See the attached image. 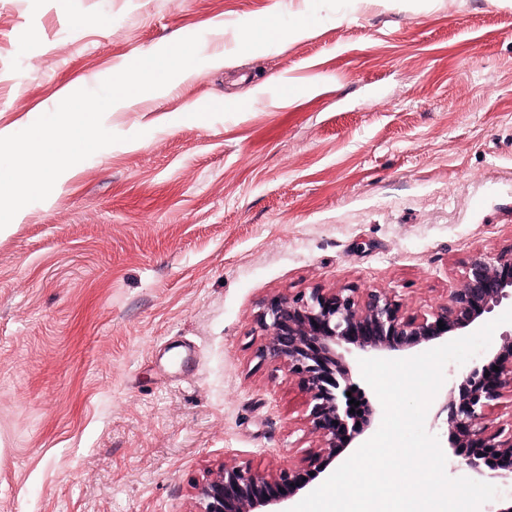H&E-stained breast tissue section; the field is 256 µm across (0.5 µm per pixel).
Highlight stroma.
Returning <instances> with one entry per match:
<instances>
[{"mask_svg": "<svg viewBox=\"0 0 512 512\" xmlns=\"http://www.w3.org/2000/svg\"><path fill=\"white\" fill-rule=\"evenodd\" d=\"M191 35L0 230V512H195L224 465L304 467L264 303L426 314L512 248V0H0V134Z\"/></svg>", "mask_w": 512, "mask_h": 512, "instance_id": "35a3bbf8", "label": "stroma"}]
</instances>
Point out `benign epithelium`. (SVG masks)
Wrapping results in <instances>:
<instances>
[{
    "label": "benign epithelium",
    "mask_w": 512,
    "mask_h": 512,
    "mask_svg": "<svg viewBox=\"0 0 512 512\" xmlns=\"http://www.w3.org/2000/svg\"><path fill=\"white\" fill-rule=\"evenodd\" d=\"M512 300V249L470 258L446 303L428 315L404 317L384 290L364 297L350 288L269 299L258 323L268 338L261 359L288 371L311 394L309 422L324 448L307 458L324 471V456L348 446L371 426L375 409L351 412L347 393L356 386L347 355L404 356L424 343L470 327L503 300ZM443 326H438V323ZM499 370H493V367ZM512 393V332L491 360L481 358L455 378L436 417L446 416L455 456L480 478L512 482V431H489L486 411L505 392ZM305 488L298 469L266 474L249 466H224L198 493V512H287L286 501Z\"/></svg>",
    "instance_id": "7a95c632"
}]
</instances>
